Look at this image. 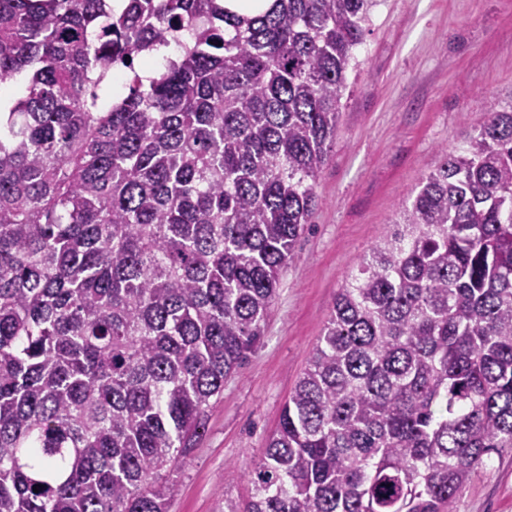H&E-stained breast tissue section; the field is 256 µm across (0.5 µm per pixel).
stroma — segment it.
I'll return each instance as SVG.
<instances>
[{
	"mask_svg": "<svg viewBox=\"0 0 512 512\" xmlns=\"http://www.w3.org/2000/svg\"><path fill=\"white\" fill-rule=\"evenodd\" d=\"M316 189L311 222L280 276L255 354L228 379L185 450L168 512H224L246 499L346 276L401 203L492 109L512 102V0H381ZM457 512H512V450L491 454Z\"/></svg>",
	"mask_w": 512,
	"mask_h": 512,
	"instance_id": "stroma-1",
	"label": "stroma"
}]
</instances>
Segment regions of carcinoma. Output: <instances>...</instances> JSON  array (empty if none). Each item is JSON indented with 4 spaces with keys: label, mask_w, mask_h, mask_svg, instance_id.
Listing matches in <instances>:
<instances>
[{
    "label": "carcinoma",
    "mask_w": 512,
    "mask_h": 512,
    "mask_svg": "<svg viewBox=\"0 0 512 512\" xmlns=\"http://www.w3.org/2000/svg\"><path fill=\"white\" fill-rule=\"evenodd\" d=\"M122 2L0 0V85L23 89L0 111V512H167L263 335L379 0ZM115 68L129 91L102 104ZM441 154L224 512H456L512 449V105Z\"/></svg>",
    "instance_id": "cac0c4a2"
}]
</instances>
